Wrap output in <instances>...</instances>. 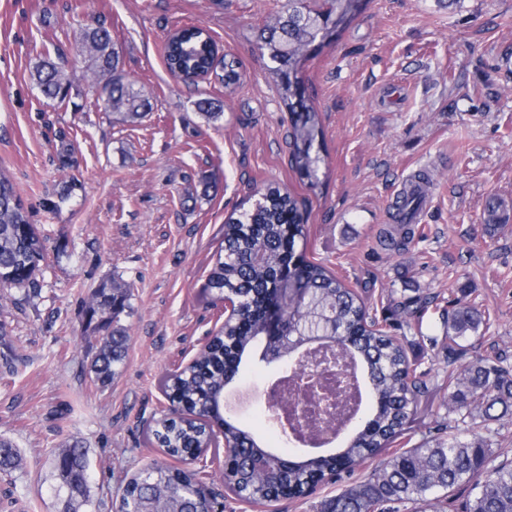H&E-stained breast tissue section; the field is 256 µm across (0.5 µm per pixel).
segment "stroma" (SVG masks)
<instances>
[{"label": "stroma", "instance_id": "35a3bbf8", "mask_svg": "<svg viewBox=\"0 0 512 512\" xmlns=\"http://www.w3.org/2000/svg\"><path fill=\"white\" fill-rule=\"evenodd\" d=\"M283 0H0V170L11 178L47 238L36 297L0 288V440L20 466L0 478V512H58L52 453L84 449L93 475L80 512H118L128 479L150 464L200 471L220 512H320L352 476L267 506L224 487V458L209 467L167 458L149 427L169 406L163 379L188 362L224 321L207 275L224 221L276 185L304 203L308 259L388 319L427 390L394 450L453 433H479L491 465L512 461V416L479 428L448 410L449 303L476 308L479 331L466 356L512 369V0H368L304 71L323 130L320 182L291 167V115L256 47ZM104 24L126 80L147 98L138 122L106 111L91 89L95 68L81 31ZM206 26L242 64L227 89L188 86L166 70L162 46L183 24ZM50 57L71 82L65 105L31 78ZM223 106L206 121L199 99ZM74 147L58 167L60 139ZM431 198L400 251L385 249L391 205L417 169ZM76 179L59 203L62 181ZM501 224L486 223L489 203ZM131 286L117 325L126 357L111 382L91 359L103 333L85 315L90 293L112 278ZM277 365L243 370L224 390V413L265 439L281 458L312 451L288 442L268 419L264 391Z\"/></svg>", "mask_w": 512, "mask_h": 512}]
</instances>
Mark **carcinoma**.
I'll list each match as a JSON object with an SVG mask.
<instances>
[{"label": "carcinoma", "instance_id": "1", "mask_svg": "<svg viewBox=\"0 0 512 512\" xmlns=\"http://www.w3.org/2000/svg\"><path fill=\"white\" fill-rule=\"evenodd\" d=\"M365 0H287L274 23L262 28L257 47L270 61L269 71L278 82L288 111L296 115L291 138L290 164L314 186L321 162V127L318 114L308 104L303 67L312 53L336 39ZM82 48L94 60L97 72L107 80L99 97L109 110L132 120L145 117L148 102L118 71V56L108 29L98 26L84 32ZM164 62L169 73L185 78L215 67V41L200 25L179 28L167 39ZM216 79L231 88L240 80L237 62L223 61ZM36 85L51 101L64 102L70 84L50 58L35 66ZM207 120L223 116L222 106L204 99L197 103ZM305 237V224L298 200L278 187H268L255 203L229 216L224 224V254L217 257L208 278L217 296L230 295L237 302L235 315L222 333L213 336L207 349L191 370L173 374L164 381L170 405L186 416L168 420L162 416L151 429L154 443L174 453L200 448L208 431L218 427L224 440L235 446L236 461L224 473V483L238 498L254 503L277 489H288V497L305 495L313 479L351 470L358 462L386 451L409 429L418 397L425 393L423 374L411 368L400 339L388 334L371 317L365 303L323 264L306 258L298 249ZM46 238L30 222L29 211L13 184L0 173V284L29 268L32 274L18 289L37 294L38 276L45 259ZM305 282L309 294L302 308L285 307L288 329L286 371L296 368V352L313 339L330 337L337 346L356 358L367 385L369 402L358 418L355 434L338 452L310 456L293 462L273 453L238 422L224 417L216 397L231 383L244 360L258 359L257 351L265 331L267 307L273 290L284 277ZM130 285L119 280L93 291L87 310L100 316L99 329L107 330L92 359L96 379L106 383L116 374L126 353V336L112 328L113 319L130 307ZM448 340L465 353L462 341L477 332L481 314L474 307L455 304L446 311ZM449 410L463 417L479 413L483 421L498 419L495 407H512V370L485 358L467 362L450 377ZM491 449L484 440L448 439L424 442L415 448L395 452L381 467L363 480L347 485L326 500L321 512H396L398 503L419 504L427 496L446 499L456 488L474 484L478 493L464 512H512V463L504 462L485 470ZM18 451L0 440V475L16 469ZM61 500L60 512H79L90 502L88 460L81 448H60L53 454ZM195 474L164 464H154L133 475L126 483L122 512H135L144 502L166 508L181 503L188 512H206L210 504L189 494Z\"/></svg>", "mask_w": 512, "mask_h": 512}]
</instances>
